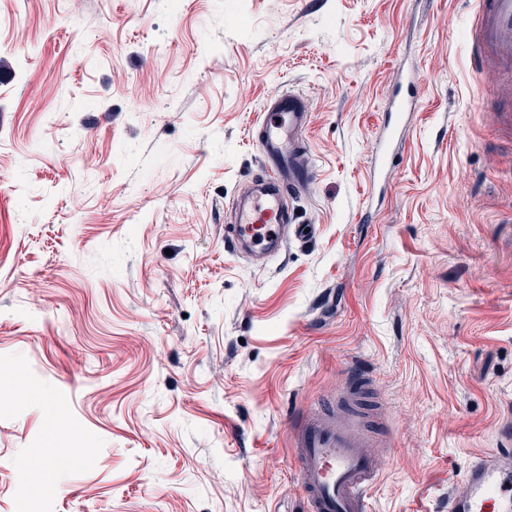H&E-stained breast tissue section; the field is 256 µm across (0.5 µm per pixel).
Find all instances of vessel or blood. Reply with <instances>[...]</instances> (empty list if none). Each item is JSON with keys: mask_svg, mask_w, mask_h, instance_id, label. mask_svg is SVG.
<instances>
[{"mask_svg": "<svg viewBox=\"0 0 512 512\" xmlns=\"http://www.w3.org/2000/svg\"><path fill=\"white\" fill-rule=\"evenodd\" d=\"M473 40L480 57L512 71V0H481ZM414 78L397 85L390 107L391 121L415 106ZM309 123L302 95L272 97L261 122L262 148L268 160L282 154L283 143H296ZM294 170H282L233 201L235 222L228 228L232 247H244L261 256L274 255L285 230L304 237L305 227L289 224L286 185ZM372 438L359 422L330 415L310 414L297 432V467L305 490L308 512H366V491L377 478L368 450ZM448 512H512V433L502 432L499 448L475 455L448 497Z\"/></svg>", "mask_w": 512, "mask_h": 512, "instance_id": "obj_1", "label": "vessel or blood"}]
</instances>
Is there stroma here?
<instances>
[{"label": "stroma", "instance_id": "obj_1", "mask_svg": "<svg viewBox=\"0 0 512 512\" xmlns=\"http://www.w3.org/2000/svg\"><path fill=\"white\" fill-rule=\"evenodd\" d=\"M478 8L0 0V512H304L309 409L373 437L367 512H448L512 425V72L474 61ZM288 91L316 234L258 260L224 226ZM415 79L403 78L397 85L390 107L388 124L399 122L405 112H411L415 106ZM66 456L65 448H48L44 458L28 460L23 464V470L33 484L42 486L47 481L50 467L55 463V460Z\"/></svg>", "mask_w": 512, "mask_h": 512}]
</instances>
